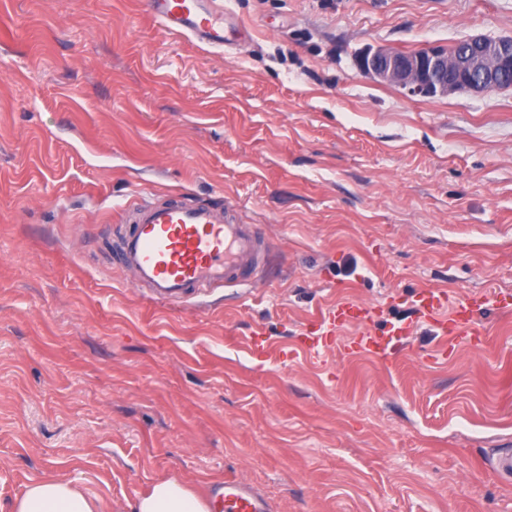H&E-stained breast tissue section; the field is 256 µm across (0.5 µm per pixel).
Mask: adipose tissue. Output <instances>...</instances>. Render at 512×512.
I'll return each instance as SVG.
<instances>
[{
	"label": "adipose tissue",
	"mask_w": 512,
	"mask_h": 512,
	"mask_svg": "<svg viewBox=\"0 0 512 512\" xmlns=\"http://www.w3.org/2000/svg\"><path fill=\"white\" fill-rule=\"evenodd\" d=\"M7 512H97L93 498L72 483L45 477L30 484ZM130 512H210L208 502L176 478L156 483L130 506Z\"/></svg>",
	"instance_id": "1"
}]
</instances>
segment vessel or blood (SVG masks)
Segmentation results:
<instances>
[{"label": "vessel or blood", "mask_w": 512, "mask_h": 512, "mask_svg": "<svg viewBox=\"0 0 512 512\" xmlns=\"http://www.w3.org/2000/svg\"><path fill=\"white\" fill-rule=\"evenodd\" d=\"M147 14L170 33L220 49L246 40L247 30L226 23L218 0H144ZM127 228L122 236L120 263L136 287L148 289L152 299L168 301L195 291L230 287L249 281L268 250L257 225L240 223L229 207L190 202L172 195L163 200L121 205ZM416 318L388 329L360 336L357 349L382 362H392L404 336L416 322L436 325L433 351L444 355L465 336L482 335L469 301L452 300L447 292L426 289L416 297ZM351 308L331 307L312 321L317 333L316 353L332 350L338 317ZM215 512H268V505L247 481L226 477L220 490L209 495Z\"/></svg>", "instance_id": "vessel-or-blood-1"}]
</instances>
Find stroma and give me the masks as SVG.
Returning <instances> with one entry per match:
<instances>
[{
    "mask_svg": "<svg viewBox=\"0 0 512 512\" xmlns=\"http://www.w3.org/2000/svg\"><path fill=\"white\" fill-rule=\"evenodd\" d=\"M216 53L140 0H0V504L44 477L128 505L234 473L269 512H512V317L482 349L397 361L303 343L310 315L412 317L419 290L512 302V88L420 98L365 47L512 36V0H224ZM230 203L255 280L151 299L112 261L118 207ZM268 353L254 358L252 339Z\"/></svg>",
    "mask_w": 512,
    "mask_h": 512,
    "instance_id": "1",
    "label": "stroma"
}]
</instances>
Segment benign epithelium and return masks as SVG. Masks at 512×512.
I'll return each instance as SVG.
<instances>
[{
	"mask_svg": "<svg viewBox=\"0 0 512 512\" xmlns=\"http://www.w3.org/2000/svg\"><path fill=\"white\" fill-rule=\"evenodd\" d=\"M359 71L381 83L393 84L413 97L456 92L483 94L508 88L512 70V37L473 36L455 47L430 46L419 50L366 47L355 56Z\"/></svg>",
	"mask_w": 512,
	"mask_h": 512,
	"instance_id": "7a95c632",
	"label": "benign epithelium"
}]
</instances>
